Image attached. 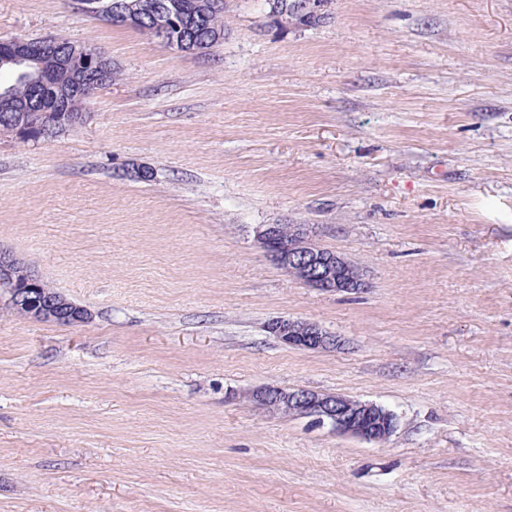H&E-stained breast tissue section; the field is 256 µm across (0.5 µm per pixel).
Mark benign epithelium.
Segmentation results:
<instances>
[{
  "mask_svg": "<svg viewBox=\"0 0 512 512\" xmlns=\"http://www.w3.org/2000/svg\"><path fill=\"white\" fill-rule=\"evenodd\" d=\"M85 9L97 14L104 10L109 23L137 26L164 45L180 52L200 50L196 40L198 30L206 27L207 14L198 7L188 13H176L168 0H113L101 8L98 0H82ZM298 16L324 18V0H294ZM55 55L60 75L52 82L43 76L41 57ZM8 66L16 80L37 84L56 94L53 103L40 106L37 100L13 104V87L0 85V103L13 106L19 113L17 126L26 125L25 113H38L41 127L59 124L62 117L84 120L82 106L104 84L112 68V60L91 44L43 38L36 45L21 38L0 39V67ZM257 242L287 276L309 288L324 293H356L366 287L358 267L337 252L312 242L310 225L294 224L288 238L280 237L277 224H262L257 230ZM0 303L12 305L36 320L55 323H82L89 319L88 310L66 300L47 288L31 269L25 267L11 251L0 247ZM267 329L289 347L299 350H330L338 339L311 321L275 319ZM250 399L266 409L292 417H312L328 424L340 435L370 443H384L397 430L398 415L375 402L361 401L340 394H324L307 389L286 390L264 386L253 390Z\"/></svg>",
  "mask_w": 512,
  "mask_h": 512,
  "instance_id": "benign-epithelium-1",
  "label": "benign epithelium"
}]
</instances>
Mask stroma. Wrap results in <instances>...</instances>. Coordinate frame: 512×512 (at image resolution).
<instances>
[{"instance_id":"stroma-1","label":"stroma","mask_w":512,"mask_h":512,"mask_svg":"<svg viewBox=\"0 0 512 512\" xmlns=\"http://www.w3.org/2000/svg\"><path fill=\"white\" fill-rule=\"evenodd\" d=\"M327 11L224 0L187 54L80 0H0V37L89 43L116 74L77 128L0 132V247L91 314L0 306V512H512V0ZM263 224L312 226L367 288L288 277ZM278 318L339 344L288 347ZM261 386L399 426L341 436ZM268 6L270 8V15L274 18L278 15L279 10L282 6V3L279 0H268ZM325 3L323 0H294L293 2V10L294 13L298 16H303L304 18L308 16L318 17L323 19L326 15L325 12ZM294 15L292 12H288L285 16L280 15L279 18H274L279 23H288V20L296 21L297 23L305 26H316L318 23L311 20H303L300 17ZM285 20V21H283ZM249 397L266 409L292 417H314L319 423H327L337 434L370 443L386 442L399 425L394 411L375 402L340 394L264 386L253 390Z\"/></svg>"}]
</instances>
